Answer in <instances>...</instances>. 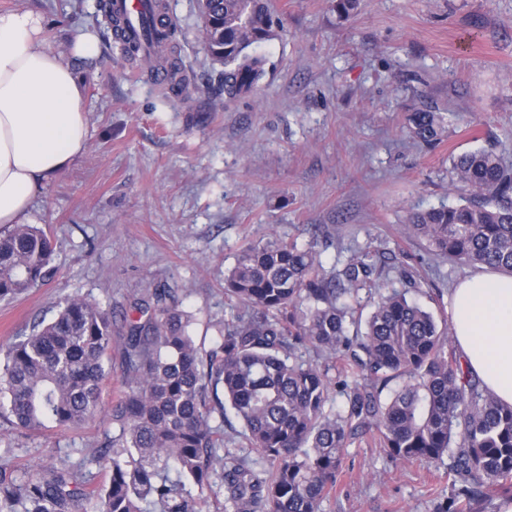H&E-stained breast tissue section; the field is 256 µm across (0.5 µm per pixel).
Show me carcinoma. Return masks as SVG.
Wrapping results in <instances>:
<instances>
[{"label": "carcinoma", "mask_w": 512, "mask_h": 512, "mask_svg": "<svg viewBox=\"0 0 512 512\" xmlns=\"http://www.w3.org/2000/svg\"><path fill=\"white\" fill-rule=\"evenodd\" d=\"M207 23L210 53L224 63V93H249L266 73V59L249 48L270 36L267 0H217ZM443 122L439 112H413L409 131L433 142ZM452 173L470 198L411 212L409 232L450 263L512 275V174L492 146L453 159ZM317 247L316 239L304 247L272 235L243 248L224 277L236 312L205 354L173 290L152 289L127 321L126 390L106 413L100 392L112 315L69 298L6 350L0 419L28 431L80 427L103 414L119 425L109 481L92 491L99 512H203L218 472L232 512H321L348 440L363 431L392 463L437 466L450 457V493L436 512H471L488 486L512 483V405L462 370L432 312L404 291L381 292L374 252L361 250L329 274ZM51 256L41 227L0 232V300L45 282ZM362 290L371 300L366 317L354 307ZM304 346L323 361L299 359ZM336 386L345 403L335 410L328 400ZM227 403L257 459L219 453L224 434L215 419ZM86 496L65 462L20 484L0 478L3 512H83Z\"/></svg>", "instance_id": "obj_1"}]
</instances>
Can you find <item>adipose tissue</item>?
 <instances>
[{
	"mask_svg": "<svg viewBox=\"0 0 512 512\" xmlns=\"http://www.w3.org/2000/svg\"><path fill=\"white\" fill-rule=\"evenodd\" d=\"M42 33L39 13L0 12V226L24 223L44 184L89 143L81 82ZM448 302L463 367L512 405V276H467Z\"/></svg>",
	"mask_w": 512,
	"mask_h": 512,
	"instance_id": "ef3b65f1",
	"label": "adipose tissue"
}]
</instances>
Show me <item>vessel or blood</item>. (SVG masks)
<instances>
[{"label":"vessel or blood","mask_w":512,"mask_h":512,"mask_svg":"<svg viewBox=\"0 0 512 512\" xmlns=\"http://www.w3.org/2000/svg\"><path fill=\"white\" fill-rule=\"evenodd\" d=\"M112 13L118 34L137 43L145 55L158 49L161 34L171 25L169 17L157 12L153 0H113Z\"/></svg>","instance_id":"1"}]
</instances>
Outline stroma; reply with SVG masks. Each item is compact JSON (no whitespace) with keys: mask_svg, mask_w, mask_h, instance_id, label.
Segmentation results:
<instances>
[{"mask_svg":"<svg viewBox=\"0 0 512 512\" xmlns=\"http://www.w3.org/2000/svg\"><path fill=\"white\" fill-rule=\"evenodd\" d=\"M104 0H0L33 10L43 38L73 62L69 39L93 33L100 54L76 64L89 119L87 151L34 200L28 223L52 242V276L0 300V354L34 322L81 295L112 314L110 407L122 391L125 321L153 288L176 292L201 351L230 314L224 274L247 244L277 233L318 239L325 269L356 250L380 254L386 288L407 291L436 319L472 269L430 254L405 226L414 210L462 203L453 156L495 145L512 169V0H268L275 25L255 45L267 75L231 99L202 31L197 0H166L191 81L175 98L153 87L102 21ZM74 63V62H73ZM445 114L440 140L408 134V113ZM112 422L28 432L0 421V473L22 482L66 461L95 489ZM447 466L387 462L369 436L350 440L322 512H434Z\"/></svg>","mask_w":512,"mask_h":512,"instance_id":"1","label":"stroma"}]
</instances>
